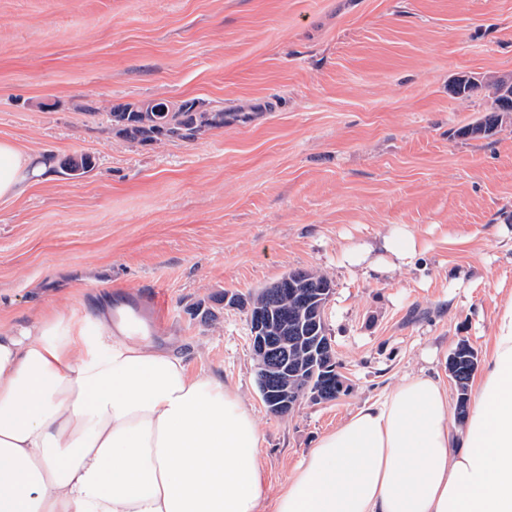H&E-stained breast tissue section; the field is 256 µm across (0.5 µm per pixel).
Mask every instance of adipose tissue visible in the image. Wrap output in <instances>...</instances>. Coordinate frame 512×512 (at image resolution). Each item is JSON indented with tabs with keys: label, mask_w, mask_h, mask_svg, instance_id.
<instances>
[{
	"label": "adipose tissue",
	"mask_w": 512,
	"mask_h": 512,
	"mask_svg": "<svg viewBox=\"0 0 512 512\" xmlns=\"http://www.w3.org/2000/svg\"><path fill=\"white\" fill-rule=\"evenodd\" d=\"M46 170L0 141V199ZM424 252L403 227L342 259L384 274ZM123 312L107 292L80 318L0 326V512H512V299L462 424L440 377H405L323 433L274 495L242 397Z\"/></svg>",
	"instance_id": "1"
}]
</instances>
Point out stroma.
<instances>
[{
	"label": "stroma",
	"mask_w": 512,
	"mask_h": 512,
	"mask_svg": "<svg viewBox=\"0 0 512 512\" xmlns=\"http://www.w3.org/2000/svg\"><path fill=\"white\" fill-rule=\"evenodd\" d=\"M512 0H0V140L47 157L0 199V324L78 310L112 286L151 341L238 389L278 491L317 438L419 371L486 358L512 298ZM238 111L189 139L127 135L129 103ZM83 154L80 177L63 164ZM426 270L380 276L343 249L398 227ZM295 269L328 275L324 319L349 390L276 417L257 385L247 295ZM478 89H484L490 100L486 112H512L511 81L494 79L482 83L466 76L455 81V91L458 95L467 96Z\"/></svg>",
	"instance_id": "1"
}]
</instances>
